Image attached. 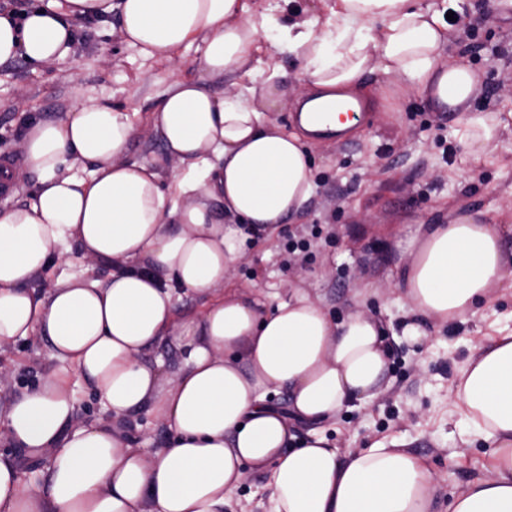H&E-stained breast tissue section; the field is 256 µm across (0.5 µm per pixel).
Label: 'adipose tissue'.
Returning <instances> with one entry per match:
<instances>
[{"label":"adipose tissue","mask_w":512,"mask_h":512,"mask_svg":"<svg viewBox=\"0 0 512 512\" xmlns=\"http://www.w3.org/2000/svg\"><path fill=\"white\" fill-rule=\"evenodd\" d=\"M458 2L324 0V13L302 20L256 0H56L0 14V63L64 61L76 20L116 19L143 59H173L193 41L204 76L231 77L221 95L201 79L168 85L150 117L164 146L152 162L126 158L135 115L106 99L20 135L38 185L29 201L0 209V345L43 337L59 366L0 410V512H225L250 470L267 473L272 512H436L426 462L399 439L345 456L321 428L376 398L389 369L385 324L362 310L332 317L298 288L275 300L229 283L250 230L275 231L313 193L299 133L269 118L289 94L303 97L301 123L313 130L322 105L374 97L365 78L379 72L393 98L411 92L462 113L461 143L486 152L501 119L471 109L480 74L441 63L446 12ZM283 54L302 63L291 84ZM507 234L461 207L418 226L395 274L406 341L425 343L429 321L466 324L512 289ZM74 243L81 259L111 263V275L35 288ZM219 286L221 298L180 319L176 292ZM166 338L188 353L171 380L144 360ZM77 381L111 420L77 422ZM283 389L284 407L272 400ZM449 395L467 425L462 445L490 450L447 512H512V333L478 347ZM143 408L172 435L147 454L116 424ZM24 455L46 456L45 483L21 481Z\"/></svg>","instance_id":"adipose-tissue-1"}]
</instances>
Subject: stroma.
<instances>
[{
  "label": "stroma",
  "instance_id": "1",
  "mask_svg": "<svg viewBox=\"0 0 512 512\" xmlns=\"http://www.w3.org/2000/svg\"><path fill=\"white\" fill-rule=\"evenodd\" d=\"M458 18L444 61L478 70L484 93L475 109L504 116L486 153L465 154L456 134L459 113L413 95L397 101L393 112L363 120L345 138H306L313 193L302 212L274 233L254 234L232 288L284 298L294 285L332 316L362 309L396 324L404 311L384 290L417 225L446 222L452 209L463 206L483 213L487 223L512 226V210L504 207L512 199V97L499 91L512 83V14H502L496 0H464ZM201 75L195 47L181 49L170 61L145 60L126 46L119 27L82 25L72 58L36 69L20 57L0 63V154L15 155V130L24 123L60 120L78 102L108 97L114 107L141 116L128 158L161 157L163 144L147 119L169 81ZM292 241L309 247L289 252ZM498 328H512L511 295L496 299L464 328L429 326L425 345L389 337L391 367L380 393L372 405L327 423L328 437L344 452L403 438L406 450L426 461L444 510L449 492L475 476L474 466L487 450L477 442L460 463L449 462L461 428L448 390L475 346ZM56 366L42 337L0 346V404ZM121 425L146 452L171 437L144 409Z\"/></svg>",
  "mask_w": 512,
  "mask_h": 512
}]
</instances>
